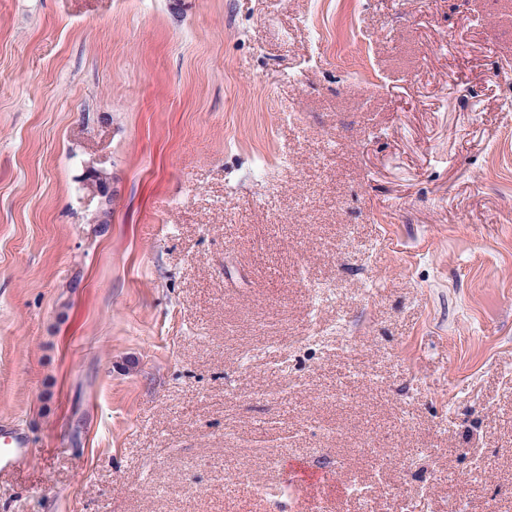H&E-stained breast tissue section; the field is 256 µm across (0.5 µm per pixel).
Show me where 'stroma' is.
I'll return each instance as SVG.
<instances>
[{
	"label": "stroma",
	"instance_id": "1",
	"mask_svg": "<svg viewBox=\"0 0 512 512\" xmlns=\"http://www.w3.org/2000/svg\"><path fill=\"white\" fill-rule=\"evenodd\" d=\"M507 71L512 0H0V512H512ZM86 183L89 185L90 195L98 197L101 203L110 202L112 199V177L110 174L94 165H90L85 171ZM0 447V474L23 465L31 457L27 437L4 421L0 424Z\"/></svg>",
	"mask_w": 512,
	"mask_h": 512
}]
</instances>
